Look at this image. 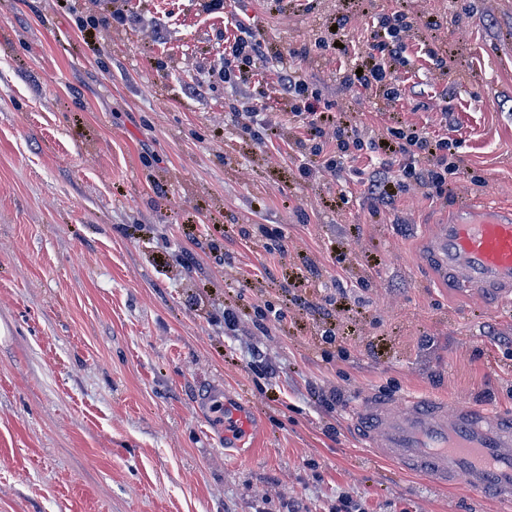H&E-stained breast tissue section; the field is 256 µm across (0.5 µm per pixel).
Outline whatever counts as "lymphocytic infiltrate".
Segmentation results:
<instances>
[{
  "instance_id": "lymphocytic-infiltrate-1",
  "label": "lymphocytic infiltrate",
  "mask_w": 512,
  "mask_h": 512,
  "mask_svg": "<svg viewBox=\"0 0 512 512\" xmlns=\"http://www.w3.org/2000/svg\"><path fill=\"white\" fill-rule=\"evenodd\" d=\"M413 28L414 21L404 7L379 16L376 24L367 27L364 46L355 52V64L340 70L342 85L389 101L399 99L401 89L395 73L408 63L406 40ZM240 32L233 46L225 49L220 65L199 66L202 80L216 77L232 83L242 68L267 62L266 45L256 25L243 24ZM280 91L287 95L304 130L299 140L304 157L299 166L301 176L336 174L343 170L346 161L369 155L377 159V168L357 172L356 177L374 204H386L414 185L432 188L443 198L451 196L448 179L461 174L462 169L448 138H430L414 126L403 124L390 128L384 136L369 133L353 125L346 112L320 106L318 95L307 80L293 72L284 74ZM265 109L263 97L258 96L233 105L231 117L255 141L263 143L276 134V124ZM329 143L334 146L330 153L324 150Z\"/></svg>"
}]
</instances>
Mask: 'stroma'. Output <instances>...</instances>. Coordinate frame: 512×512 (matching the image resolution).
Here are the masks:
<instances>
[{
	"label": "stroma",
	"mask_w": 512,
	"mask_h": 512,
	"mask_svg": "<svg viewBox=\"0 0 512 512\" xmlns=\"http://www.w3.org/2000/svg\"><path fill=\"white\" fill-rule=\"evenodd\" d=\"M395 6L0 0V512H501L373 458L347 414L412 394L512 412V306L423 261L460 203L512 204V0H411L390 104L344 87L349 58L314 42L342 15L361 41ZM251 17L353 123L453 141L452 196L376 208L356 183L302 179L280 67L198 85ZM262 89L266 144L229 115ZM228 394L259 425L242 463L214 409Z\"/></svg>",
	"instance_id": "obj_1"
}]
</instances>
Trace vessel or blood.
I'll list each match as a JSON object with an SVG mask.
<instances>
[{"label": "vessel or blood", "mask_w": 512, "mask_h": 512, "mask_svg": "<svg viewBox=\"0 0 512 512\" xmlns=\"http://www.w3.org/2000/svg\"><path fill=\"white\" fill-rule=\"evenodd\" d=\"M456 223L440 225L427 258L460 285L512 302V207L488 202L458 207ZM350 418L368 448L401 471L433 486L465 484L512 512V415L482 404L449 407L433 397H367ZM242 401L224 400V452L245 461L242 447L254 434Z\"/></svg>", "instance_id": "obj_1"}]
</instances>
